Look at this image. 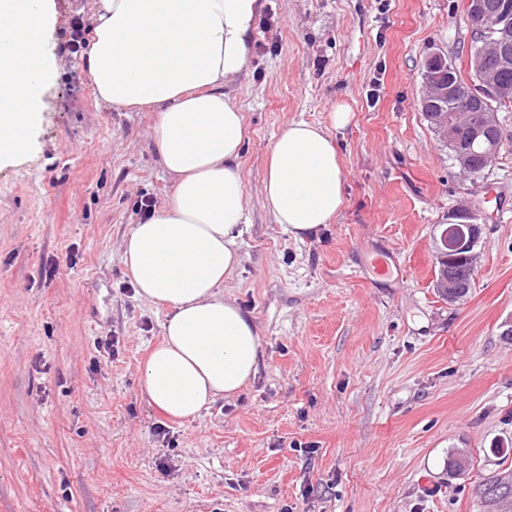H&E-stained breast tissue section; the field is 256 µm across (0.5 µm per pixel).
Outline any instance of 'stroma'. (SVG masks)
I'll return each mask as SVG.
<instances>
[{
	"label": "stroma",
	"instance_id": "stroma-1",
	"mask_svg": "<svg viewBox=\"0 0 512 512\" xmlns=\"http://www.w3.org/2000/svg\"><path fill=\"white\" fill-rule=\"evenodd\" d=\"M93 12L50 0L42 120L27 160L0 163V512H483V483L512 475V147L460 176L420 107L428 52L470 76L466 0H268L253 69L228 87L247 211L224 293L258 329L259 369L180 421L141 391L167 310L122 259L135 201L163 206L173 183L156 113L102 103L67 48ZM339 103L345 204L298 240L266 208V158ZM463 200L487 220L449 303L434 242Z\"/></svg>",
	"mask_w": 512,
	"mask_h": 512
}]
</instances>
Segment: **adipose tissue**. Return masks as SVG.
Here are the masks:
<instances>
[{
    "label": "adipose tissue",
    "instance_id": "1",
    "mask_svg": "<svg viewBox=\"0 0 512 512\" xmlns=\"http://www.w3.org/2000/svg\"><path fill=\"white\" fill-rule=\"evenodd\" d=\"M265 0H97L86 61L105 103L150 108L153 151L174 182L168 202L135 224L122 258L138 295L167 305L163 336L140 365L150 404L174 419L236 396L259 367L261 339L224 283L246 206L245 116L227 91L249 71ZM45 0H0V160H20L41 119L52 63ZM325 129L288 124L266 161L262 193L293 238L344 206L343 169Z\"/></svg>",
    "mask_w": 512,
    "mask_h": 512
}]
</instances>
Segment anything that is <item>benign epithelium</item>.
I'll use <instances>...</instances> for the list:
<instances>
[{"label": "benign epithelium", "instance_id": "obj_1", "mask_svg": "<svg viewBox=\"0 0 512 512\" xmlns=\"http://www.w3.org/2000/svg\"><path fill=\"white\" fill-rule=\"evenodd\" d=\"M467 14L474 25V31L484 32L494 29V52L477 51L470 58V67L478 76V84L463 86L454 78L448 80L442 75L453 69V62L442 52H430L423 61L422 72L425 74L423 83L430 87L429 94L422 99L424 111L433 113L434 132L443 141L454 138L453 127L465 123L471 130L472 139L480 137L491 138V132L498 128L495 121V105L512 101V85L503 84L499 80L500 69L509 66L512 61V3L504 2L499 11L493 15L486 9L484 0H467ZM454 99L457 104L456 112L448 114L443 103ZM483 106L481 118L473 120V106ZM464 218L463 236L456 240L448 238V230H443L436 239V259L438 270L434 273V287L438 293L453 302L456 289L455 282L448 277L444 263L448 256L462 250L468 251L467 257L472 264H477L478 253L474 246L480 242L485 217L482 210L465 203L457 207L450 218Z\"/></svg>", "mask_w": 512, "mask_h": 512}]
</instances>
